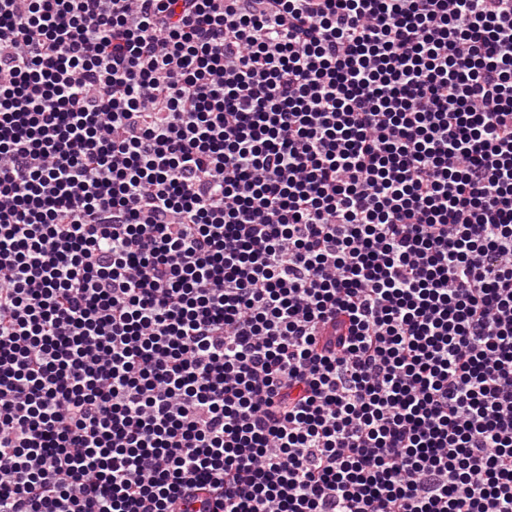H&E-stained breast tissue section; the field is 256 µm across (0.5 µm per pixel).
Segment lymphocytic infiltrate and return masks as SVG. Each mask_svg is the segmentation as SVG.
I'll return each instance as SVG.
<instances>
[{
    "mask_svg": "<svg viewBox=\"0 0 512 512\" xmlns=\"http://www.w3.org/2000/svg\"><path fill=\"white\" fill-rule=\"evenodd\" d=\"M0 512H512V0H0Z\"/></svg>",
    "mask_w": 512,
    "mask_h": 512,
    "instance_id": "f902f5d3",
    "label": "lymphocytic infiltrate"
}]
</instances>
